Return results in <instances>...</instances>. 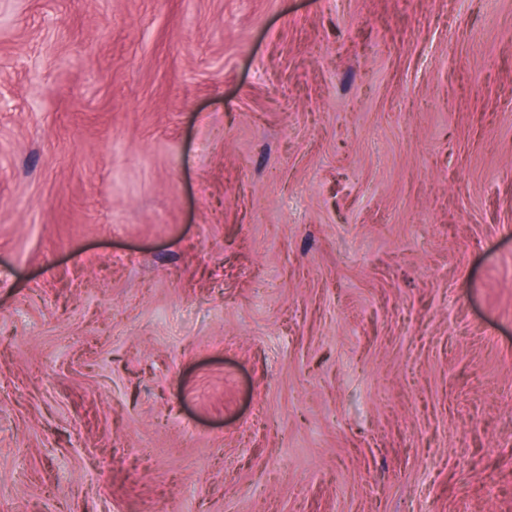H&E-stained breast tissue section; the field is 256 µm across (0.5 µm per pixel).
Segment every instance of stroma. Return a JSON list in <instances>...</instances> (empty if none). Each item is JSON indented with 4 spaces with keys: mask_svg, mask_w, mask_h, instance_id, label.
<instances>
[{
    "mask_svg": "<svg viewBox=\"0 0 512 512\" xmlns=\"http://www.w3.org/2000/svg\"><path fill=\"white\" fill-rule=\"evenodd\" d=\"M0 512H512V0H0Z\"/></svg>",
    "mask_w": 512,
    "mask_h": 512,
    "instance_id": "obj_1",
    "label": "stroma"
}]
</instances>
